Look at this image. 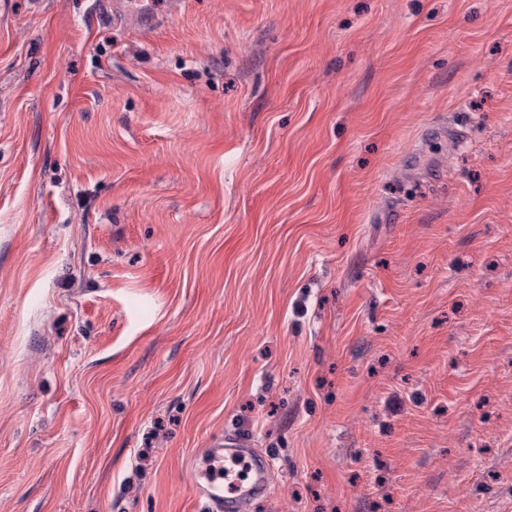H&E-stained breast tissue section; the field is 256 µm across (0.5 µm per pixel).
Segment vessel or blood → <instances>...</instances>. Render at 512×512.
<instances>
[{
  "label": "vessel or blood",
  "mask_w": 512,
  "mask_h": 512,
  "mask_svg": "<svg viewBox=\"0 0 512 512\" xmlns=\"http://www.w3.org/2000/svg\"><path fill=\"white\" fill-rule=\"evenodd\" d=\"M206 455L195 484L208 512H247L254 501L270 496L273 463L250 439L225 434L211 442ZM238 461L244 462V469H235Z\"/></svg>",
  "instance_id": "b4317fda"
}]
</instances>
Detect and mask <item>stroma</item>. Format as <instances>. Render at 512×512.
Here are the masks:
<instances>
[{
	"label": "stroma",
	"instance_id": "stroma-1",
	"mask_svg": "<svg viewBox=\"0 0 512 512\" xmlns=\"http://www.w3.org/2000/svg\"><path fill=\"white\" fill-rule=\"evenodd\" d=\"M512 512V0H0V512ZM209 447L205 448L208 460L194 477L198 497L205 502L207 510L245 512L254 501L270 496L272 460L253 448L250 439L227 433L224 439L212 441ZM236 461L245 463L243 471L227 466Z\"/></svg>",
	"mask_w": 512,
	"mask_h": 512
}]
</instances>
